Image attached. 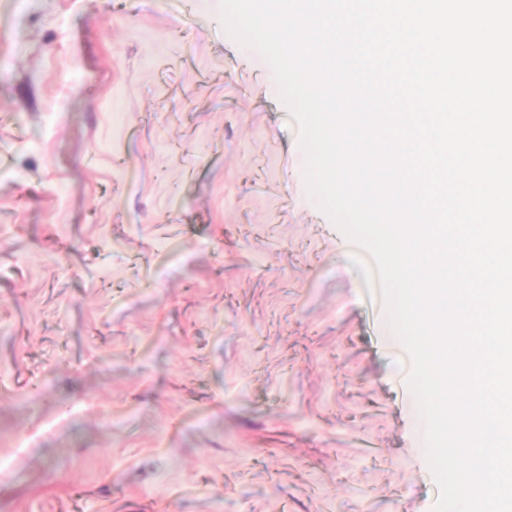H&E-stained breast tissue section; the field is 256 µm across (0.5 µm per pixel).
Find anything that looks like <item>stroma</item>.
<instances>
[{
    "label": "stroma",
    "mask_w": 512,
    "mask_h": 512,
    "mask_svg": "<svg viewBox=\"0 0 512 512\" xmlns=\"http://www.w3.org/2000/svg\"><path fill=\"white\" fill-rule=\"evenodd\" d=\"M304 169L219 0H0V512H434Z\"/></svg>",
    "instance_id": "1"
}]
</instances>
